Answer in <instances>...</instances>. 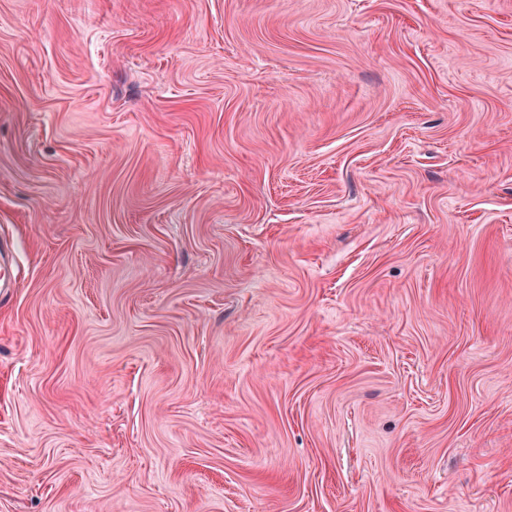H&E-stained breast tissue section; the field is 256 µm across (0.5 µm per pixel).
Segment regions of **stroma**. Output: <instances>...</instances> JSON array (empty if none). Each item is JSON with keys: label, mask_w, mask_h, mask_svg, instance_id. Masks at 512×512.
Segmentation results:
<instances>
[{"label": "stroma", "mask_w": 512, "mask_h": 512, "mask_svg": "<svg viewBox=\"0 0 512 512\" xmlns=\"http://www.w3.org/2000/svg\"><path fill=\"white\" fill-rule=\"evenodd\" d=\"M0 512H512V0H0Z\"/></svg>", "instance_id": "obj_1"}]
</instances>
